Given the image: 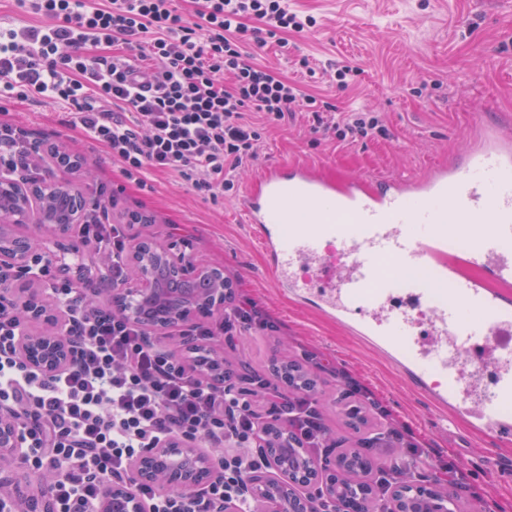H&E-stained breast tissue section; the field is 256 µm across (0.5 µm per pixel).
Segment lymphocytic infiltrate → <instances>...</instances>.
Segmentation results:
<instances>
[{"label": "lymphocytic infiltrate", "instance_id": "f902f5d3", "mask_svg": "<svg viewBox=\"0 0 512 512\" xmlns=\"http://www.w3.org/2000/svg\"><path fill=\"white\" fill-rule=\"evenodd\" d=\"M34 25L0 29V99L67 104L71 124L119 163L126 180L172 174L211 200L233 189L230 171L256 159L261 130L292 118L304 102L312 131L354 142L387 130L370 112L334 115L273 68L256 63L288 32L313 27L286 0H197L186 17L178 0H16ZM0 172L40 177V158L23 132L0 121ZM88 251L109 260L113 284L126 276L121 225L88 213L79 226ZM49 302L75 340L74 365L46 374L17 352L19 315L0 304V414L21 422L20 461L49 475L53 512H101L107 485L125 482L141 453L179 438L206 449L215 475L195 492L155 483L133 487L144 512H256L248 477L268 459L254 451L262 428L255 392L211 381L186 360L150 343L142 327L95 304L82 288L50 279ZM275 331L256 305L240 301L217 328ZM313 395H278L277 420L313 451L325 446Z\"/></svg>", "mask_w": 512, "mask_h": 512}]
</instances>
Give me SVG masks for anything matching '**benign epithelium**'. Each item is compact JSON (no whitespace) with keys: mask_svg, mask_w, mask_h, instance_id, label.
<instances>
[{"mask_svg":"<svg viewBox=\"0 0 512 512\" xmlns=\"http://www.w3.org/2000/svg\"><path fill=\"white\" fill-rule=\"evenodd\" d=\"M56 169L64 172L77 171L83 162L70 150L61 146L54 159ZM56 194L68 196V210L74 222H79L86 200L79 190L71 189L66 177H52L38 183L20 179L0 180V297L4 296L21 307L22 318L19 326L18 350L22 359L29 365L44 371L53 372L71 364L75 358L73 342L54 330L63 320V314L55 313L49 306L47 283L42 267L37 265L35 252L43 247L41 238L30 234H20L16 227L21 224H41L44 233L50 236L54 254L46 263H63L68 249L64 240L70 225L44 223L46 200ZM127 262L133 271L130 280L118 287L107 288L110 301L132 321H137L139 304L155 288L152 269L155 263L164 262L173 266L180 276H191L213 284L189 303L177 308L161 319L144 325L152 335H164L169 329L182 326L201 317V311L209 313L224 309V271L214 265L195 262L151 238L133 240L127 254ZM42 323L52 329L41 332L32 330V325ZM19 429L10 416H0V458L18 454ZM168 460L171 477L165 479L168 486L189 492L204 483L212 470L208 457H200L195 449L178 441H172L163 448L149 449L137 462L132 478L147 481L155 464ZM46 484L41 477H28L14 483L12 493L20 501L26 512H51L50 500L34 486ZM275 509L279 512H302V504L296 498L288 483H281L274 491ZM141 512V504L130 491L121 487H110L103 498V512Z\"/></svg>","mask_w":512,"mask_h":512,"instance_id":"1","label":"benign epithelium"}]
</instances>
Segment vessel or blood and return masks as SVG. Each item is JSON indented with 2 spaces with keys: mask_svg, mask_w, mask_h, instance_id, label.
I'll return each mask as SVG.
<instances>
[{
  "mask_svg": "<svg viewBox=\"0 0 512 512\" xmlns=\"http://www.w3.org/2000/svg\"><path fill=\"white\" fill-rule=\"evenodd\" d=\"M241 209L281 293L396 352L445 424L467 417L512 441V125L481 124L463 160L374 189L272 164ZM452 235L467 238L465 251H449ZM420 267L441 273L449 302L432 304L422 283L394 287Z\"/></svg>",
  "mask_w": 512,
  "mask_h": 512,
  "instance_id": "vessel-or-blood-1",
  "label": "vessel or blood"
}]
</instances>
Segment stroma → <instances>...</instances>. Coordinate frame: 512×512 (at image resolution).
<instances>
[{"label":"stroma","instance_id":"1","mask_svg":"<svg viewBox=\"0 0 512 512\" xmlns=\"http://www.w3.org/2000/svg\"><path fill=\"white\" fill-rule=\"evenodd\" d=\"M288 6L313 16L314 28L288 34L287 48L265 47L258 62L337 111L377 113L387 136L337 141L334 134L312 132L304 105H296L295 121L267 129L258 159L241 171L235 192L215 202L171 174L147 175L141 185L124 180L104 149L71 127L61 104L6 99L0 106L31 143H63L82 157L73 179L83 195L96 196L99 182L110 183L100 197L107 222L126 224L130 212L140 213L144 223L126 225L128 236L150 234L196 261L222 266L235 292L278 323L275 335L248 331L232 346L219 336L203 339L233 364L238 387L252 389L269 377L272 359H303L315 365L323 389L345 404L368 399L379 407L381 419L357 429L339 411H324L342 447L358 446L378 423L389 424L423 450L412 463L415 479H447L444 465L453 463L472 490L463 501L466 512H512V444L462 421L441 428L435 403L393 360L277 292L239 211L242 191L271 163H302L340 181L415 178L461 158L478 122L512 121V0H288ZM327 64L358 69L355 85L339 89L322 72ZM413 86L418 94H410Z\"/></svg>","mask_w":512,"mask_h":512}]
</instances>
